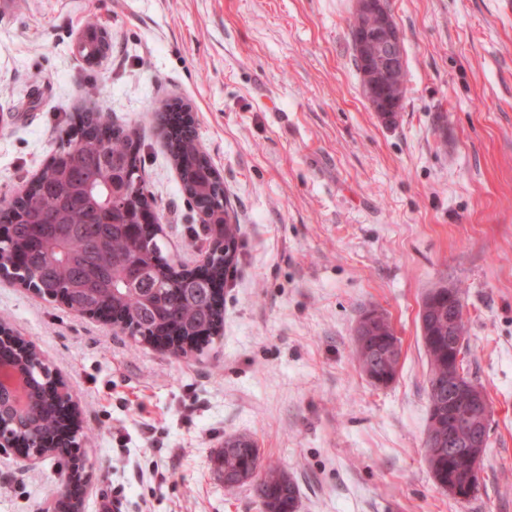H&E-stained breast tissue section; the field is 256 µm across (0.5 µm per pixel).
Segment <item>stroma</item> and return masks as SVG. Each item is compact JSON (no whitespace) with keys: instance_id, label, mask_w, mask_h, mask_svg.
Instances as JSON below:
<instances>
[{"instance_id":"1","label":"stroma","mask_w":512,"mask_h":512,"mask_svg":"<svg viewBox=\"0 0 512 512\" xmlns=\"http://www.w3.org/2000/svg\"><path fill=\"white\" fill-rule=\"evenodd\" d=\"M407 93L365 99L353 0H16L0 12V196L22 192L96 108L137 122L170 256L201 264L204 226L149 119L188 104L240 226L224 328L175 355L0 279V324L79 402V451L27 467L0 448V512H54L72 469L81 512H264L213 456L252 436L300 489L298 512H512V0H387ZM112 34L99 65L74 46ZM463 292L467 368L492 419L480 488H439L425 459L418 318ZM390 319L400 368L372 386L353 354L364 308Z\"/></svg>"}]
</instances>
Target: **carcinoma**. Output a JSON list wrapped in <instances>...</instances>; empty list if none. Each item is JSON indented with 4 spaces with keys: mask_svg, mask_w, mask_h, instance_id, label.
<instances>
[{
    "mask_svg": "<svg viewBox=\"0 0 512 512\" xmlns=\"http://www.w3.org/2000/svg\"><path fill=\"white\" fill-rule=\"evenodd\" d=\"M79 55L90 67L95 56L111 46L110 34L97 23L86 26ZM168 104L156 113V130L166 138L167 151L178 171L181 190L203 215L222 213V224L206 227L209 245L206 276L169 257L159 223L143 224L141 211L150 209L136 131L110 122L103 113L76 116L81 141L63 142L46 162L27 191L0 199V224L10 234L0 240V272L34 288L43 298L68 300L75 312L110 311L112 324L147 343L180 339L186 348L210 341L224 324V284L235 267L239 225L231 222L224 181L201 150L193 119ZM119 181L125 187L122 202L112 205L108 189ZM458 317V333L465 335L464 313L448 303L425 304L429 330L437 334L435 347L425 348L430 365L428 404L436 393V374L448 370V319ZM28 377L30 411L24 416L4 412L12 420L5 431L42 454L66 455L70 442L55 441L63 418L59 403L44 394L43 376L49 374L34 350L0 338V357ZM225 485L254 486L264 512H297L298 486L287 472L264 468L260 448L249 435L224 439L213 458ZM461 465L443 466L433 473L436 484H452L469 498L479 491Z\"/></svg>",
    "mask_w": 512,
    "mask_h": 512,
    "instance_id": "1",
    "label": "carcinoma"
}]
</instances>
